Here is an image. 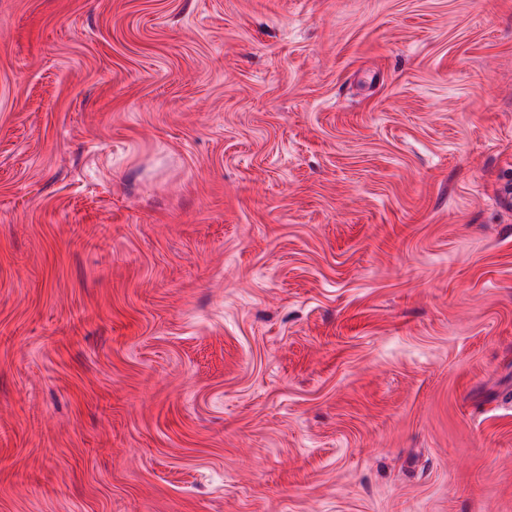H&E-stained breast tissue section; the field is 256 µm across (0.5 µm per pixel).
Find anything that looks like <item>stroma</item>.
I'll return each mask as SVG.
<instances>
[{"mask_svg": "<svg viewBox=\"0 0 512 512\" xmlns=\"http://www.w3.org/2000/svg\"><path fill=\"white\" fill-rule=\"evenodd\" d=\"M512 0H0V512H512Z\"/></svg>", "mask_w": 512, "mask_h": 512, "instance_id": "stroma-1", "label": "stroma"}]
</instances>
